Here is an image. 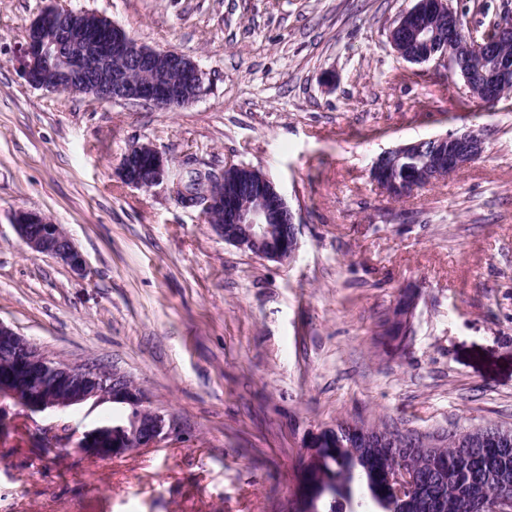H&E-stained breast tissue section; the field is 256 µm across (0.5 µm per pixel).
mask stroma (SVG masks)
Returning <instances> with one entry per match:
<instances>
[{
    "mask_svg": "<svg viewBox=\"0 0 512 512\" xmlns=\"http://www.w3.org/2000/svg\"><path fill=\"white\" fill-rule=\"evenodd\" d=\"M93 12L174 49L204 92L166 112L31 87L29 23ZM412 0H0V321L51 356L126 372L178 436L112 460L0 431V512H279L311 433L341 420L421 433L512 429V97L486 107L389 30ZM484 128L483 155L392 199L370 177L400 143ZM146 144L174 172L261 169L300 225L292 262L226 244L167 186L118 175ZM62 225L80 278L12 215ZM400 350L373 339L400 294Z\"/></svg>",
    "mask_w": 512,
    "mask_h": 512,
    "instance_id": "1",
    "label": "stroma"
}]
</instances>
